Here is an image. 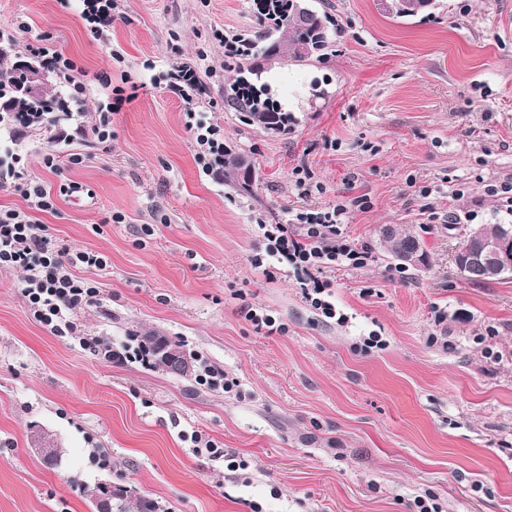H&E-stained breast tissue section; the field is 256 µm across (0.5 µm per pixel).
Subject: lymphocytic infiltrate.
<instances>
[{
  "mask_svg": "<svg viewBox=\"0 0 512 512\" xmlns=\"http://www.w3.org/2000/svg\"><path fill=\"white\" fill-rule=\"evenodd\" d=\"M191 128L195 140V159L204 171L221 175L224 170V135L220 127L208 121L206 113H192ZM21 158L12 155L0 164V185L13 188L26 202V209H0V269H15L23 274L21 293L33 319L52 335L78 341L84 347H99L95 337L85 336L74 316L78 310L93 305L100 288L96 282L78 277V269H105L106 258L92 250L59 246L48 225L33 220L36 212L56 210V194L83 192L82 184L63 183L58 193L44 184L26 178L19 168ZM348 205L327 209H303L290 223L266 224L260 235L255 267L272 259L286 268L301 288L308 305L328 319L346 323V316L326 300V284L318 273L331 267L357 269L372 259L371 250L346 235L344 217Z\"/></svg>",
  "mask_w": 512,
  "mask_h": 512,
  "instance_id": "obj_1",
  "label": "lymphocytic infiltrate"
}]
</instances>
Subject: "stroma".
<instances>
[{
  "label": "stroma",
  "mask_w": 512,
  "mask_h": 512,
  "mask_svg": "<svg viewBox=\"0 0 512 512\" xmlns=\"http://www.w3.org/2000/svg\"><path fill=\"white\" fill-rule=\"evenodd\" d=\"M253 0H120L109 42L96 41L82 0H0V27L21 46L49 38L86 80L79 123L23 129L29 175L57 191L39 214L59 245L91 249L104 270L85 334L121 346L129 330L183 340L236 378L211 390L136 362L115 363L52 335L30 315L22 272L0 270V512H92L82 485L118 483L167 512H512V279L476 284L451 263L459 225L512 224L487 192L512 181V0H436L396 19L381 0H312L335 18L328 57L284 55L263 75L294 121L270 133L224 105L220 37L256 31ZM197 63L210 112L232 150L255 165L238 195L195 161L186 104L155 82L176 59ZM107 73L111 87L97 74ZM135 90L112 116L109 145L94 127L112 86ZM55 153L64 165L43 163ZM81 165L67 167L71 155ZM307 169L305 187L293 171ZM428 196H421V189ZM363 196L345 230L369 244L365 268L326 269L339 325L308 306L292 276L254 267L258 223ZM394 224L424 244L427 262L398 269L380 231ZM250 303L284 335L256 334ZM377 332L384 349L361 352ZM61 450L48 466L35 430ZM201 432L225 457L195 456ZM104 448L109 464H91ZM245 461L230 470L226 457Z\"/></svg>",
  "instance_id": "stroma-1"
}]
</instances>
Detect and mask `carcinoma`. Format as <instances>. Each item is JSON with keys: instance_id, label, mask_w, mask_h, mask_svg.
I'll return each instance as SVG.
<instances>
[{"instance_id": "1", "label": "carcinoma", "mask_w": 512, "mask_h": 512, "mask_svg": "<svg viewBox=\"0 0 512 512\" xmlns=\"http://www.w3.org/2000/svg\"><path fill=\"white\" fill-rule=\"evenodd\" d=\"M407 0H391L389 11L397 18L415 17L435 5V0H417L411 12H406ZM256 12L263 31L253 37L237 38L245 45L246 54L237 62V75L224 84V103L238 112L242 122L255 125L266 131H284L293 117L284 111L281 104L271 95L268 85L261 81L262 65L288 52L296 62L321 61L332 47V34L336 31L334 22L327 13L313 11L308 16L295 10V0H254ZM36 70L29 72L25 67L13 64L0 69V83L9 86L11 97L0 105L1 112H70L67 93L56 91L49 95L41 90L30 94L25 84L30 75L41 78L49 71L43 63L33 61ZM243 155L231 149L224 151V182L250 196L255 183V167L241 166ZM418 241V238L404 229L396 237L384 239L390 257L397 251ZM134 347L148 353L149 366L163 371L191 378L196 374V355L184 349L183 344L157 332L139 331L132 335ZM112 493V512H162L161 505L153 498L131 496L127 487L105 482L92 488L84 487L81 492L90 500L93 512H98L97 503L105 491Z\"/></svg>"}]
</instances>
